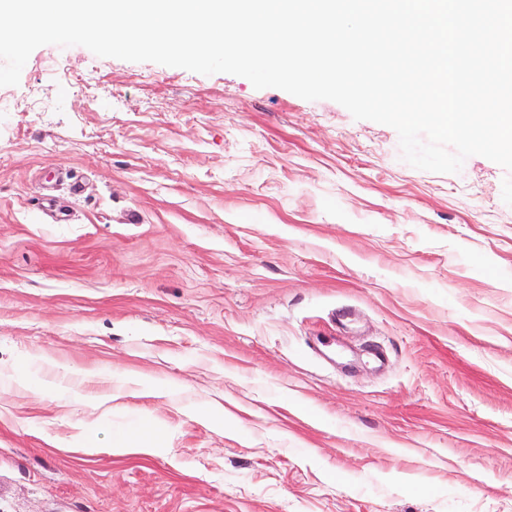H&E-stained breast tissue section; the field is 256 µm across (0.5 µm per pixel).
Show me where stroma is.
Segmentation results:
<instances>
[{
  "label": "stroma",
  "instance_id": "stroma-1",
  "mask_svg": "<svg viewBox=\"0 0 512 512\" xmlns=\"http://www.w3.org/2000/svg\"><path fill=\"white\" fill-rule=\"evenodd\" d=\"M505 175L36 48L0 87V512H512Z\"/></svg>",
  "mask_w": 512,
  "mask_h": 512
}]
</instances>
